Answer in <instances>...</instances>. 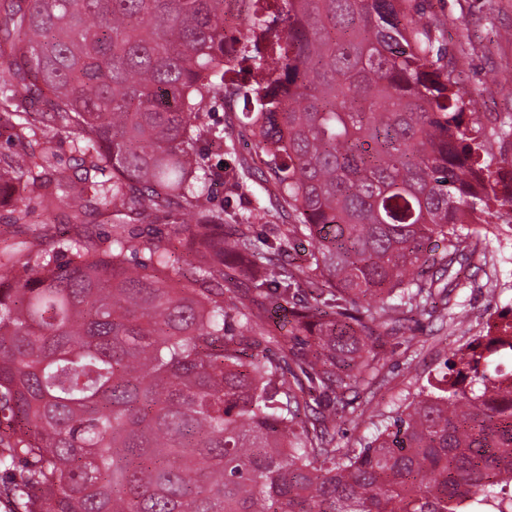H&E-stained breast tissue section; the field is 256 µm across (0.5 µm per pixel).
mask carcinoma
<instances>
[{
    "mask_svg": "<svg viewBox=\"0 0 512 512\" xmlns=\"http://www.w3.org/2000/svg\"><path fill=\"white\" fill-rule=\"evenodd\" d=\"M232 31L224 0H0V129L16 146L0 193L23 188L16 224L35 200L71 224L0 270V471L21 474L8 512H512V377L486 374L512 351V316L371 442L340 448L330 430L345 394L382 376L385 338L448 292L435 284L481 236L465 225L489 223L492 199L512 208L431 24L409 0H248ZM241 72L255 111L235 119L263 166L215 169L198 141L222 149L224 130L198 119ZM256 176L285 233L310 240L307 266L208 207L212 180ZM92 212L112 224L104 247L81 230ZM178 216L187 268L130 231ZM239 261L264 274L231 296ZM304 284L273 334L268 306Z\"/></svg>",
    "mask_w": 512,
    "mask_h": 512,
    "instance_id": "carcinoma-1",
    "label": "carcinoma"
}]
</instances>
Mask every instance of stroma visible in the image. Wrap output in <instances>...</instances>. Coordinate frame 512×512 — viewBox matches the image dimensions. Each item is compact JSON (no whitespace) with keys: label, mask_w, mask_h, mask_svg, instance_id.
I'll list each match as a JSON object with an SVG mask.
<instances>
[{"label":"stroma","mask_w":512,"mask_h":512,"mask_svg":"<svg viewBox=\"0 0 512 512\" xmlns=\"http://www.w3.org/2000/svg\"><path fill=\"white\" fill-rule=\"evenodd\" d=\"M412 4L440 30L439 47L462 99L478 100L486 126L497 130L490 148L493 170L503 178L512 175V39L503 37L504 32H512V0H412ZM243 108L240 101L231 109L219 103L203 115L204 124L225 128L236 141V155L210 151L213 163L230 164L239 155L259 165L254 141L240 137L229 119L230 112ZM276 193L273 184L255 179L234 194L215 181L209 185L208 199L210 208L223 213L225 223L231 224L268 206ZM40 230L34 223H13L10 206L1 203L0 262L9 255L27 254ZM453 273L458 286L450 301H437L386 344L385 379L360 388L345 408L336 428L337 446L356 448L369 440L374 433L370 417L404 409L429 380L445 373V361L457 348L485 334L488 324L512 308L511 237H482L477 253L455 263ZM462 309L468 319L459 325L453 316Z\"/></svg>","instance_id":"1"}]
</instances>
